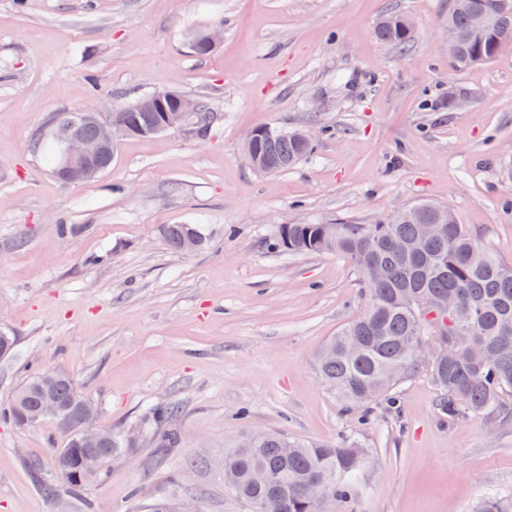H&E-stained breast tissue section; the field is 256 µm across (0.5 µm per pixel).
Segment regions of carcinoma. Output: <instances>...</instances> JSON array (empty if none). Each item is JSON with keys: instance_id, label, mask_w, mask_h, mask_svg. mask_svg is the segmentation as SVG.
<instances>
[{"instance_id": "1", "label": "carcinoma", "mask_w": 512, "mask_h": 512, "mask_svg": "<svg viewBox=\"0 0 512 512\" xmlns=\"http://www.w3.org/2000/svg\"><path fill=\"white\" fill-rule=\"evenodd\" d=\"M499 0H462L448 14L459 35L448 54L457 70L494 60L512 41V14L498 10ZM474 13L490 15L480 31L471 27ZM414 29L406 15L390 12L373 28L380 42L402 49ZM311 143L298 132L261 139L257 146L268 172L286 171L311 152ZM437 223L438 237L415 252L410 244L421 236L422 225ZM194 234L200 246L206 237L195 224H168L167 244L181 250ZM271 245L288 253H329L350 262L362 275L367 298L364 311L346 324L315 358L321 382L348 406L364 407L389 395L420 367L425 366L440 391L439 414L454 421L470 414L489 419L512 418V265L499 260L477 234L455 221L452 211L432 202L413 204L375 224H282ZM456 296L452 312L439 304ZM427 305L421 310L418 303ZM448 319V351L425 361V330ZM46 370L30 373L5 402L0 421L14 422L17 412L33 413L47 402L71 409L75 388L70 380L51 386L43 382ZM177 410L154 407L146 414L156 445L166 451L181 445L174 426ZM109 459L133 447V439L111 430ZM251 447L236 443L224 449V472L232 492L247 507L264 505L261 512H323V503L310 500L304 486L318 478L331 484V500H347L356 484L365 449L355 441L314 443L292 440L281 433L255 432ZM262 470L268 481L253 482Z\"/></svg>"}]
</instances>
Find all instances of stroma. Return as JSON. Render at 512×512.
<instances>
[{
    "label": "stroma",
    "instance_id": "1",
    "mask_svg": "<svg viewBox=\"0 0 512 512\" xmlns=\"http://www.w3.org/2000/svg\"><path fill=\"white\" fill-rule=\"evenodd\" d=\"M390 11L416 22L405 50L373 36ZM219 24L194 54L190 33ZM447 26L448 0H0V334L16 339L0 401L61 369L97 426L137 436L77 497L52 473L63 432L0 423V512H248L224 450L249 430L365 448L351 501L325 512H475L487 497L512 512V419L442 420L423 369L359 420L313 362L364 310L360 272L269 247L282 224H373L430 200L512 265V43L458 71ZM162 90L207 102L210 133L128 137L97 177L54 176L37 142L57 113ZM260 125L309 131L312 153L255 171L243 139ZM168 224L201 225L206 248H169ZM157 405L178 407L180 448L154 446ZM224 29L221 26H213L204 30H197L190 34V45L198 53L213 51L221 40Z\"/></svg>",
    "mask_w": 512,
    "mask_h": 512
}]
</instances>
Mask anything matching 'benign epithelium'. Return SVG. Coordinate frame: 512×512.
Wrapping results in <instances>:
<instances>
[{
	"label": "benign epithelium",
	"mask_w": 512,
	"mask_h": 512,
	"mask_svg": "<svg viewBox=\"0 0 512 512\" xmlns=\"http://www.w3.org/2000/svg\"><path fill=\"white\" fill-rule=\"evenodd\" d=\"M224 29L213 26L190 34V45L198 53L213 51L221 40ZM133 112H154V122L140 127L132 118ZM197 120L202 129L208 128L214 115L199 116V102L176 91H158L141 96L132 102L110 109L108 117H102L95 107H86L78 112L73 120L59 126L53 138L60 146L59 161L55 168L58 177L69 183H81L94 178L112 162V150L117 142L135 134L153 135L182 130L189 119ZM94 125L97 134L87 137L82 127ZM274 134V128L252 129L246 136L244 150L252 158L254 169L264 172V165L255 151L261 138ZM75 408L70 414H63L55 406L47 404L34 416L45 423L52 421L67 430L84 449L83 467L88 472L98 471L105 463V432L92 425L96 409L92 402L78 396L74 399ZM70 449L59 450L54 464L55 473L66 482H73L78 475L70 470L68 459Z\"/></svg>",
	"instance_id": "benign-epithelium-1"
}]
</instances>
